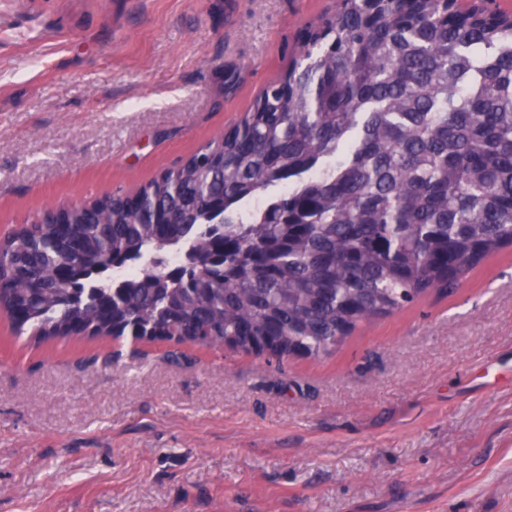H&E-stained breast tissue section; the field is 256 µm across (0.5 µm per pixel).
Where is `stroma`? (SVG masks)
I'll return each mask as SVG.
<instances>
[{
    "label": "stroma",
    "mask_w": 512,
    "mask_h": 512,
    "mask_svg": "<svg viewBox=\"0 0 512 512\" xmlns=\"http://www.w3.org/2000/svg\"><path fill=\"white\" fill-rule=\"evenodd\" d=\"M335 10L0 0V236L191 156ZM0 512H512V247L318 359L0 316Z\"/></svg>",
    "instance_id": "1"
}]
</instances>
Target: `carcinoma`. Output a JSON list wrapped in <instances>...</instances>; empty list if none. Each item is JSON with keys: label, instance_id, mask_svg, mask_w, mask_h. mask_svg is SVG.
<instances>
[{"label": "carcinoma", "instance_id": "carcinoma-1", "mask_svg": "<svg viewBox=\"0 0 512 512\" xmlns=\"http://www.w3.org/2000/svg\"><path fill=\"white\" fill-rule=\"evenodd\" d=\"M241 123L209 142L222 167L199 150L4 236L0 312L40 339L318 358L512 246V14L485 0H340Z\"/></svg>", "mask_w": 512, "mask_h": 512}]
</instances>
